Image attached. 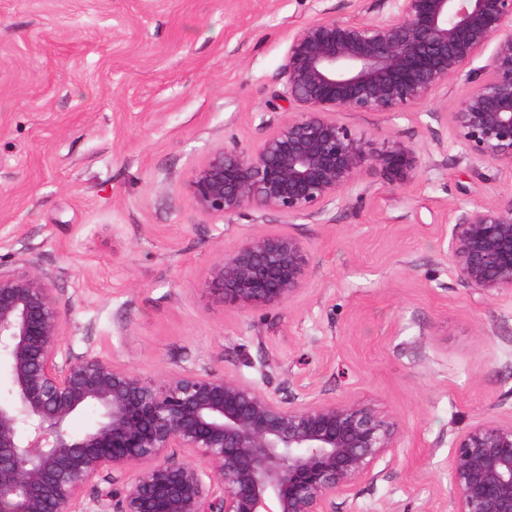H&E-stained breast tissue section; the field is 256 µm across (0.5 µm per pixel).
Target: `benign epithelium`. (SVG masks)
<instances>
[{"label": "benign epithelium", "mask_w": 512, "mask_h": 512, "mask_svg": "<svg viewBox=\"0 0 512 512\" xmlns=\"http://www.w3.org/2000/svg\"><path fill=\"white\" fill-rule=\"evenodd\" d=\"M383 2L384 13L294 33L275 99L283 119L193 169L187 189L202 213L311 217L359 189L367 159L410 182L414 147L374 144L336 113L398 116L458 79L471 89L450 113L455 137L469 158L512 173V0ZM448 250L461 282L512 295V196L461 210ZM307 263L298 239L257 233L223 253L205 283L257 312L296 296ZM63 336L45 274L0 268V512H82L91 484V512H335L334 498L400 443L399 424L362 401L277 398L207 370L145 377L99 355L60 360ZM88 407L98 420L72 433ZM449 474L452 512H512V421L459 433Z\"/></svg>", "instance_id": "obj_1"}]
</instances>
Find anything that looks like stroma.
I'll return each instance as SVG.
<instances>
[{
    "mask_svg": "<svg viewBox=\"0 0 512 512\" xmlns=\"http://www.w3.org/2000/svg\"><path fill=\"white\" fill-rule=\"evenodd\" d=\"M382 0H0V266L47 275L63 356L152 376L206 369L279 398L358 399L394 417L398 448L336 512H451L454 438L512 420V296L463 284L448 257L463 208L512 194L465 158L449 83L395 117L337 118L419 157L410 184L371 161L360 194L311 218L201 213L186 184L215 148L258 142L290 37ZM258 232L302 242L290 301L244 314L207 269Z\"/></svg>",
    "mask_w": 512,
    "mask_h": 512,
    "instance_id": "35a3bbf8",
    "label": "stroma"
}]
</instances>
